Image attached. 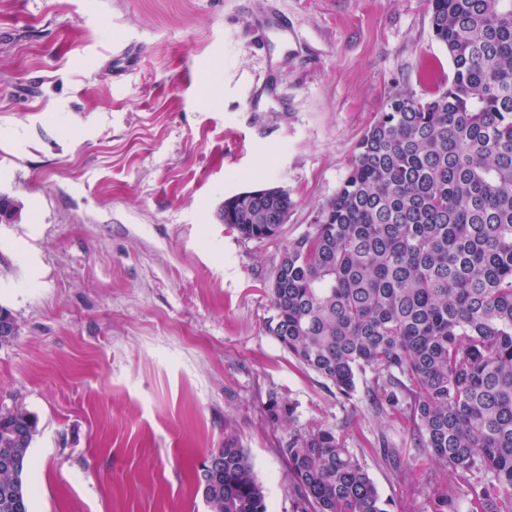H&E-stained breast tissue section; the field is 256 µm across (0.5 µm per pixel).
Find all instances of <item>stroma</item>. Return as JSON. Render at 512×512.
<instances>
[{
	"label": "stroma",
	"instance_id": "stroma-1",
	"mask_svg": "<svg viewBox=\"0 0 512 512\" xmlns=\"http://www.w3.org/2000/svg\"><path fill=\"white\" fill-rule=\"evenodd\" d=\"M286 16L285 35L261 27ZM452 77L426 0H0V410L38 418L30 512H204L196 474L238 438L268 512H296L270 397L349 433L388 512H433L409 427L340 397L268 334L281 253L402 89ZM287 189L244 240L226 197ZM400 449L394 476L376 452Z\"/></svg>",
	"mask_w": 512,
	"mask_h": 512
}]
</instances>
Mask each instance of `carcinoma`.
Returning <instances> with one entry per match:
<instances>
[{
  "instance_id": "1",
  "label": "carcinoma",
  "mask_w": 512,
  "mask_h": 512,
  "mask_svg": "<svg viewBox=\"0 0 512 512\" xmlns=\"http://www.w3.org/2000/svg\"><path fill=\"white\" fill-rule=\"evenodd\" d=\"M448 52V85L423 100L394 91L358 141L342 186L290 242L270 288L266 328L304 369L411 427L414 446L454 479L434 512H512V0H426ZM292 201L278 187L224 199L225 227L274 236ZM23 203L0 195V221ZM269 421L298 512H388L348 434L303 426L270 399ZM29 438L14 443L11 426ZM38 421L0 411V512H29L25 475ZM206 512H268L253 463L224 438L198 470Z\"/></svg>"
}]
</instances>
